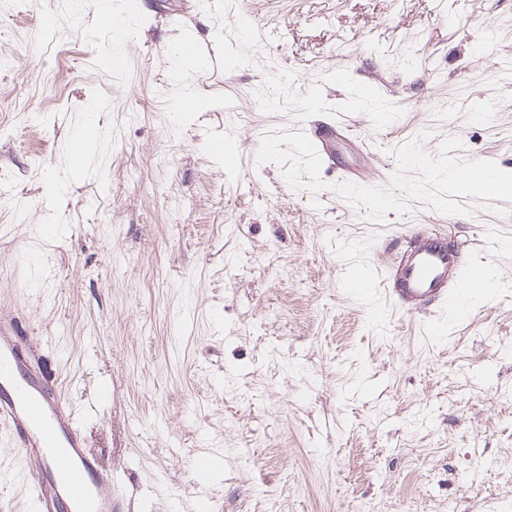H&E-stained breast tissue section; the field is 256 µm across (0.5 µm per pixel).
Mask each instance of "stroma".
<instances>
[{"label": "stroma", "mask_w": 512, "mask_h": 512, "mask_svg": "<svg viewBox=\"0 0 512 512\" xmlns=\"http://www.w3.org/2000/svg\"><path fill=\"white\" fill-rule=\"evenodd\" d=\"M110 7L0 0V319L124 512H512V203L373 224L332 189L450 137L512 172V0H250L252 30L240 0ZM325 116L346 130L325 189L257 164ZM434 224L489 285L460 315L378 318L390 243ZM0 512H35L1 429Z\"/></svg>", "instance_id": "1"}]
</instances>
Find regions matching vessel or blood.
Listing matches in <instances>:
<instances>
[{
    "label": "vessel or blood",
    "instance_id": "vessel-or-blood-1",
    "mask_svg": "<svg viewBox=\"0 0 512 512\" xmlns=\"http://www.w3.org/2000/svg\"><path fill=\"white\" fill-rule=\"evenodd\" d=\"M304 133L325 169L336 166L333 142L343 127L332 118L306 124ZM380 300L392 312L458 306L486 271L445 230L418 231L395 248L382 272ZM54 383L33 370L13 324L0 322V424L24 451L37 512H121L112 476L85 446L84 438Z\"/></svg>",
    "mask_w": 512,
    "mask_h": 512
}]
</instances>
